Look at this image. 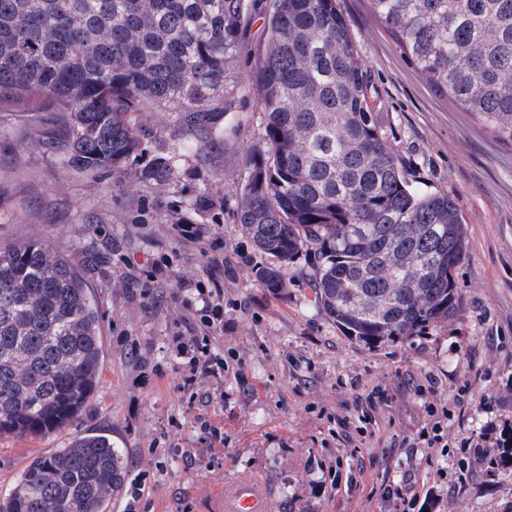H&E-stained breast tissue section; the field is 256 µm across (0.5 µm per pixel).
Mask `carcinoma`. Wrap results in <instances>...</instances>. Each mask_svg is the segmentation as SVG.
I'll use <instances>...</instances> for the list:
<instances>
[{"label":"carcinoma","mask_w":512,"mask_h":512,"mask_svg":"<svg viewBox=\"0 0 512 512\" xmlns=\"http://www.w3.org/2000/svg\"><path fill=\"white\" fill-rule=\"evenodd\" d=\"M413 69L512 145V0H368ZM248 0H0V112H39L38 145L79 169L169 186L224 141L243 83L266 117L235 223L274 294L304 257L318 308L376 345L453 320L458 205L409 184L379 127L341 0H265L264 49L236 68ZM103 361L84 272L39 239L0 246V435L75 419ZM127 466L105 434L19 475L0 512H106Z\"/></svg>","instance_id":"cac0c4a2"}]
</instances>
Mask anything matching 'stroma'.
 Returning <instances> with one entry per match:
<instances>
[{
  "mask_svg": "<svg viewBox=\"0 0 512 512\" xmlns=\"http://www.w3.org/2000/svg\"><path fill=\"white\" fill-rule=\"evenodd\" d=\"M341 7L406 177L462 212L461 315L368 346L317 309L305 262L288 265L283 293L258 284L262 258L233 221L234 187L265 126L249 88L223 144L165 189L72 167L37 148L39 113L0 112V243L37 237L83 269L104 355L74 421L0 437V497L34 457L98 432L129 469L107 512H230L241 481L263 491L267 512H395L384 490L403 479L413 512H512V468L489 469L474 452L512 433V146L429 89L367 0ZM177 222L199 238L176 237ZM102 248L107 262L87 266ZM217 283L220 301L203 307ZM205 332L224 371L185 386L181 345Z\"/></svg>",
  "mask_w": 512,
  "mask_h": 512,
  "instance_id": "35a3bbf8",
  "label": "stroma"
}]
</instances>
